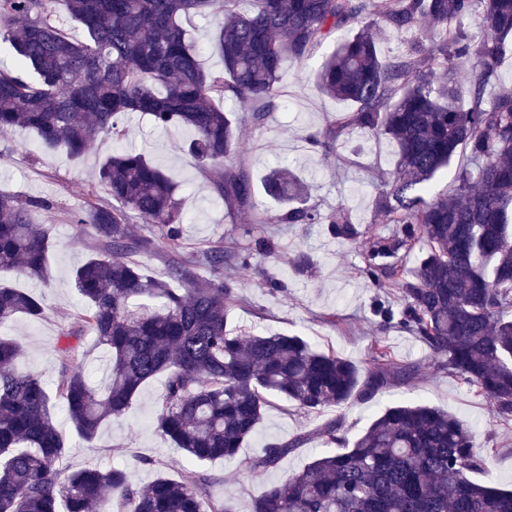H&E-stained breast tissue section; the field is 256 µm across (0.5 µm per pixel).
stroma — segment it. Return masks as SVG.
<instances>
[{
    "mask_svg": "<svg viewBox=\"0 0 512 512\" xmlns=\"http://www.w3.org/2000/svg\"><path fill=\"white\" fill-rule=\"evenodd\" d=\"M335 47L336 40L331 37L315 47L304 63L284 62L277 106L263 125H252L239 103H225V110L238 120L243 145L238 159L255 186L251 210L229 214L223 200L201 175L196 160L186 152L187 130L155 127L149 116L135 112L128 120L130 135L124 145L146 154L177 183L186 218L183 251L194 252L213 244L241 246L246 242L245 230L255 219H262L261 231L273 243L272 254L254 256L247 266L231 264L224 268L225 277L234 281L240 298L229 315L232 327L302 336L313 348L335 351L366 372L373 366L370 345L375 334L376 292L362 273L363 243L335 238L323 224L268 223V216L277 213L278 206L262 188L270 168L288 166L310 183L311 205L323 212L341 203L348 205L356 223L380 234L388 233V220L375 207L376 193L368 179L378 172L393 171V144L366 132H346L341 137L339 157L328 158L308 141L311 133L324 129L348 109L346 103L324 95L314 78ZM109 148V143L95 142L75 161L65 151L43 149L31 132L0 131V191L22 200L40 197L53 203L50 210L35 214L37 221L50 225L54 242L46 280L35 283L18 272L0 275L1 284L35 288L45 297L42 318H16L8 332L23 344L19 369L39 373L52 386L64 372L59 352L63 334L81 306L71 273L90 253V241L77 234L74 216L88 204L104 200L97 173ZM300 252L307 253L314 262L312 272L305 277L295 275L290 267L292 257ZM270 277L281 282V289L274 291L266 286ZM386 341L394 363L416 367L410 382L393 384L370 400L318 413H304L284 400H273L237 457L212 463L213 473L222 480L219 493L232 499L237 512H250L253 500L271 485L286 480L325 452L318 430L327 420L342 419L348 437L353 439L385 407L410 401L467 420L477 434L478 453L485 461L479 480L512 489V423L500 421L487 399L475 389L438 371L429 349L414 337L392 329ZM163 391V377L149 381L129 411L105 423L90 442L80 439L68 421H61V430L70 443L61 464L63 472L109 462L133 470L142 486L159 473L176 474L184 459L157 433L154 424L156 404ZM298 437L302 445L275 467L264 471L247 468V461L259 455L266 444Z\"/></svg>",
    "mask_w": 512,
    "mask_h": 512,
    "instance_id": "stroma-1",
    "label": "stroma"
}]
</instances>
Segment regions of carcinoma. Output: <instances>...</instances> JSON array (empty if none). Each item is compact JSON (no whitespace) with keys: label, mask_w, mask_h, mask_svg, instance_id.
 Instances as JSON below:
<instances>
[{"label":"carcinoma","mask_w":512,"mask_h":512,"mask_svg":"<svg viewBox=\"0 0 512 512\" xmlns=\"http://www.w3.org/2000/svg\"><path fill=\"white\" fill-rule=\"evenodd\" d=\"M240 2L0 0V43L17 62L15 69L0 66V131H32L42 146L62 147L73 159L99 139L115 145L98 170L109 201L75 216L76 231L92 245L72 272L83 310L65 333L58 385L17 369L22 346L0 334V512H236L216 493L220 479L207 464L237 455L273 397L318 412L413 379L415 368L392 366L381 336L391 327L418 338L439 370L512 418V89L500 88L485 103L512 34V0H248L245 10ZM196 15L220 16L213 36L220 69L202 68L182 24ZM475 15L478 31H463ZM350 24L358 31L337 44L316 80L353 111L309 140L326 156L338 153L347 129L393 142L395 171L374 177L376 204L392 232L368 234L343 204L325 214L306 205L309 186L286 166L272 169L263 188L281 204L272 223L327 224L350 242L369 236L362 273L387 304L375 310L374 370L363 381L356 364L298 335L230 327L228 312L239 299L224 266L249 264L271 251L270 240L180 253L185 220L176 183L145 155L117 147L132 112L160 128L183 127L188 153L227 208H249L250 177L227 162L240 143L221 103L249 104L254 124H263L283 60L305 61ZM376 26L418 34L386 58ZM462 60L470 66L466 82L458 76ZM463 151L469 165L454 173L453 192H432ZM47 207L0 191V272L45 278L52 240L33 213ZM139 216L150 225L138 235L130 224ZM158 241L173 255L163 276L152 277L137 256ZM418 243L420 257L408 270L398 253ZM200 267L210 278L197 276ZM44 312L43 296L0 287V329ZM87 329L104 354L100 385L85 371ZM159 375L166 388L157 431L190 465L174 477L159 474L146 488L107 462L60 479L68 443L54 403L76 434L92 441ZM320 434L344 450L325 452L269 487L251 512H512V491L475 478L483 467L475 432L444 410L420 402L389 406L351 448L340 418ZM302 442L268 443L247 466L273 468Z\"/></svg>","instance_id":"cac0c4a2"}]
</instances>
